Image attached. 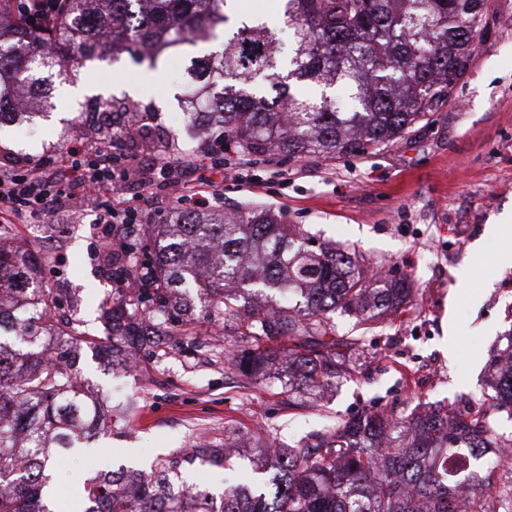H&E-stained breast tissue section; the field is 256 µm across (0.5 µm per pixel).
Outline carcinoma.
<instances>
[{
	"instance_id": "cac0c4a2",
	"label": "carcinoma",
	"mask_w": 512,
	"mask_h": 512,
	"mask_svg": "<svg viewBox=\"0 0 512 512\" xmlns=\"http://www.w3.org/2000/svg\"><path fill=\"white\" fill-rule=\"evenodd\" d=\"M0 0V117L18 114L19 91L81 65L97 48L132 55L186 45L204 49L224 28L227 0H58L40 21L41 44L25 24L3 26ZM293 55L283 41L243 20L222 51L190 56L180 99L190 124L219 131L253 161L361 156L387 146L424 120L466 72L481 30L483 0H283ZM319 94L295 98L290 79ZM152 252L129 269L137 284L112 305V356L135 367L139 350L195 333L194 320L169 326V312L195 292L200 312L233 322L252 344L245 356L224 350L243 377L266 376L280 360L297 381L317 386L340 374L333 315L369 321L398 307L410 289L399 280L372 288V276L330 243L313 249L288 230L284 214L176 209L166 224L143 225ZM277 292L287 301L267 305ZM39 279L28 242L0 224V512H54L46 486L54 453L112 435L108 395L88 397L84 349L104 342L60 312ZM493 408L511 406L512 339L502 351ZM495 448L488 416L435 409L410 420L365 414L299 447L263 449L270 464L224 491L220 502L179 483L184 464L224 467L223 448H189L156 464L157 483L102 471L77 485L83 512H512V478L484 465Z\"/></svg>"
}]
</instances>
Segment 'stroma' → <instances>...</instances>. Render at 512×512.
<instances>
[{
    "instance_id": "obj_1",
    "label": "stroma",
    "mask_w": 512,
    "mask_h": 512,
    "mask_svg": "<svg viewBox=\"0 0 512 512\" xmlns=\"http://www.w3.org/2000/svg\"><path fill=\"white\" fill-rule=\"evenodd\" d=\"M169 53L156 65L129 54L105 51L70 69L68 82L55 83L50 100L33 97L36 118L28 136L0 129V163L58 153L75 140L93 141L122 114L101 111L103 100L127 98L128 87L150 81L136 95L140 131L120 147L139 166L155 155L199 151V140L179 127L177 98L184 89L171 71L182 63ZM225 178L216 192L218 208L264 206L288 218L292 228L318 241L350 250L382 283L407 278L410 299L386 311L372 325L356 328L336 313L340 336L357 337L344 349L346 375L316 391L288 394L280 369L249 381L230 370L223 347L236 341L233 325L200 320L197 333L179 345L142 354L135 374L108 367L103 352L85 351L84 377L111 399L114 422L106 443L53 461L59 491L54 512H71L74 489L89 472L124 468L152 479L157 460L194 445H238L229 468L199 464L181 471L185 485L214 499L242 482L259 461L261 443L293 444L335 428L337 421L367 412L401 416L435 406L489 416L499 446H512V415L489 409L483 400L495 383L491 361L512 335V267L501 259L512 251V223L497 224L512 211V0H484L483 36L470 65L445 101L409 133L361 156L289 159L274 155L258 164L240 160L237 147L224 152ZM93 212L38 217L47 240L29 239L46 287L63 307H74L84 331L109 334L103 312L118 295L106 275L102 233ZM495 233H488L489 224ZM455 332L453 356L442 341Z\"/></svg>"
}]
</instances>
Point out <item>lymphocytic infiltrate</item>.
Returning <instances> with one entry per match:
<instances>
[{"instance_id":"1","label":"lymphocytic infiltrate","mask_w":512,"mask_h":512,"mask_svg":"<svg viewBox=\"0 0 512 512\" xmlns=\"http://www.w3.org/2000/svg\"><path fill=\"white\" fill-rule=\"evenodd\" d=\"M130 159L116 152L112 137L76 142L54 158L23 167H0V222L23 224L48 211L93 209L97 223L122 224L134 236L145 214L120 208L118 200L130 176Z\"/></svg>"}]
</instances>
